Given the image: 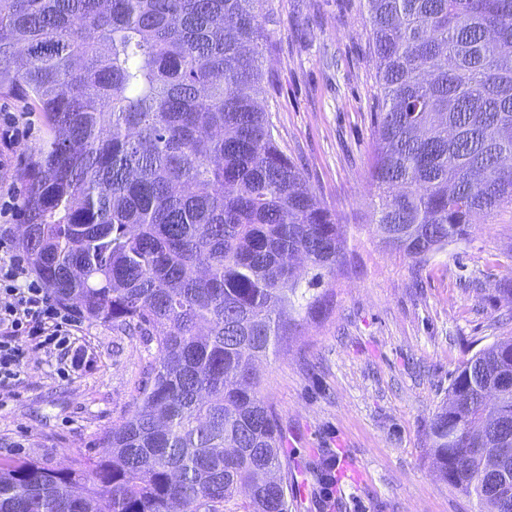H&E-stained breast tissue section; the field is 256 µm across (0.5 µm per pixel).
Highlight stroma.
<instances>
[{"label": "stroma", "instance_id": "stroma-1", "mask_svg": "<svg viewBox=\"0 0 512 512\" xmlns=\"http://www.w3.org/2000/svg\"><path fill=\"white\" fill-rule=\"evenodd\" d=\"M277 19L265 69L266 103L288 156L320 201L348 221L347 266L327 311L303 321L279 355L262 362L261 391L280 418L292 512H475L444 484L424 446L452 372L478 349L512 336V205L476 219L465 239L416 261L380 242L370 223L367 168L375 140L376 61L360 0H273ZM21 115L20 144L0 171V240L18 243L21 174L44 135ZM90 371L59 377L50 354H30L0 408V465L101 455L100 435L133 408L152 356L145 337L83 321ZM336 469L334 502L320 499L324 462Z\"/></svg>", "mask_w": 512, "mask_h": 512}]
</instances>
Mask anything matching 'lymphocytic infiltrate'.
Wrapping results in <instances>:
<instances>
[{
  "label": "lymphocytic infiltrate",
  "mask_w": 512,
  "mask_h": 512,
  "mask_svg": "<svg viewBox=\"0 0 512 512\" xmlns=\"http://www.w3.org/2000/svg\"><path fill=\"white\" fill-rule=\"evenodd\" d=\"M80 321L29 276L23 261L0 242V395L21 380L24 359L33 350L54 348L63 361L60 375L88 367L90 354L80 344Z\"/></svg>",
  "instance_id": "1"
}]
</instances>
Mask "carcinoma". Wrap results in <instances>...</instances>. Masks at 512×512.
<instances>
[{"label":"carcinoma","instance_id":"1","mask_svg":"<svg viewBox=\"0 0 512 512\" xmlns=\"http://www.w3.org/2000/svg\"><path fill=\"white\" fill-rule=\"evenodd\" d=\"M362 2L379 108L370 221L422 261L512 205V0ZM270 4L0 0V97L45 126L19 247L58 301L155 343L150 382L100 438L110 451L0 465V512H289L257 365L327 305L347 224L259 101ZM511 380L512 336L458 366L425 433L476 512L512 501V390L493 394Z\"/></svg>","mask_w":512,"mask_h":512}]
</instances>
